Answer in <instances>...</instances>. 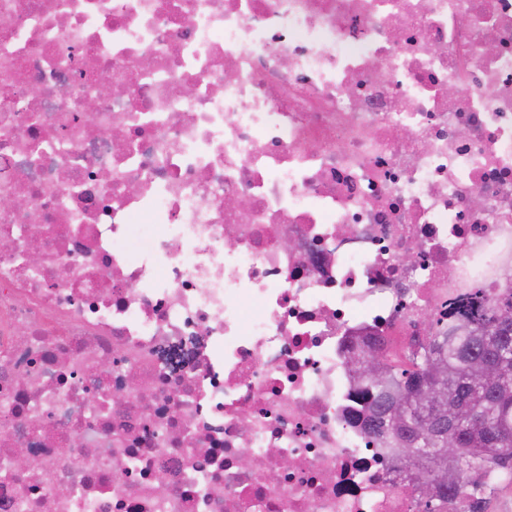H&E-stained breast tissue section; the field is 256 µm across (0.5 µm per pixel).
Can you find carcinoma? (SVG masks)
<instances>
[{
	"instance_id": "carcinoma-1",
	"label": "carcinoma",
	"mask_w": 512,
	"mask_h": 512,
	"mask_svg": "<svg viewBox=\"0 0 512 512\" xmlns=\"http://www.w3.org/2000/svg\"><path fill=\"white\" fill-rule=\"evenodd\" d=\"M504 316L512 318V299L488 305L464 323L448 325L445 335L434 337L422 352L412 355L411 367L381 364L383 379L363 382L365 424L401 461L408 434L391 430L389 414L394 409L418 412L410 398L414 387L434 384L448 415L455 416L445 424L435 423L422 442L424 448L449 449L447 479L436 498L439 503L457 497L477 503L485 497L495 472L512 471V327L497 324ZM492 358L498 360L500 373L496 383L487 384L480 371ZM431 360L441 366L436 378L428 375Z\"/></svg>"
}]
</instances>
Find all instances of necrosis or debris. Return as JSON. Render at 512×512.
I'll return each instance as SVG.
<instances>
[{
    "label": "necrosis or debris",
    "instance_id": "necrosis-or-debris-1",
    "mask_svg": "<svg viewBox=\"0 0 512 512\" xmlns=\"http://www.w3.org/2000/svg\"><path fill=\"white\" fill-rule=\"evenodd\" d=\"M475 292L512 0H0V512H423L350 356Z\"/></svg>",
    "mask_w": 512,
    "mask_h": 512
}]
</instances>
